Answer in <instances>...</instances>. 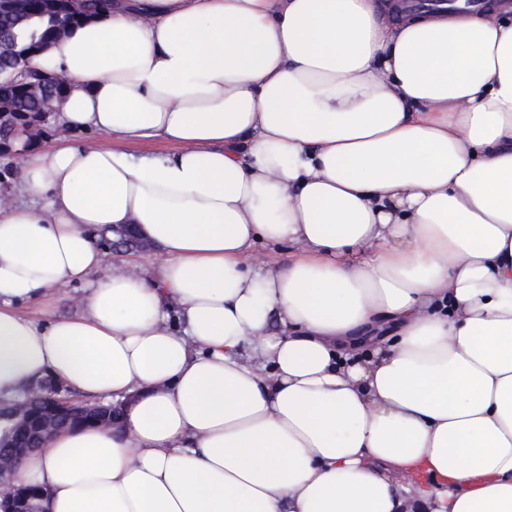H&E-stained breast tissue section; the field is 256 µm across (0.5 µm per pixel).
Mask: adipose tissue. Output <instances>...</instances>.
Here are the masks:
<instances>
[{
  "mask_svg": "<svg viewBox=\"0 0 512 512\" xmlns=\"http://www.w3.org/2000/svg\"><path fill=\"white\" fill-rule=\"evenodd\" d=\"M35 65L102 139L28 147L0 195V401L51 380L122 416L16 483L49 512H512V0H118ZM130 224L163 264L92 280ZM76 285V315L22 310Z\"/></svg>",
  "mask_w": 512,
  "mask_h": 512,
  "instance_id": "ef3b65f1",
  "label": "adipose tissue"
}]
</instances>
